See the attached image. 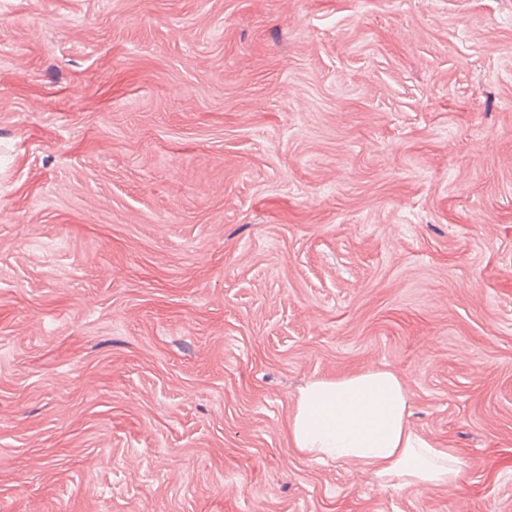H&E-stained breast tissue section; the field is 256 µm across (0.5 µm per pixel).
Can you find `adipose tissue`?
<instances>
[{
    "instance_id": "obj_1",
    "label": "adipose tissue",
    "mask_w": 512,
    "mask_h": 512,
    "mask_svg": "<svg viewBox=\"0 0 512 512\" xmlns=\"http://www.w3.org/2000/svg\"><path fill=\"white\" fill-rule=\"evenodd\" d=\"M408 410V391L389 370L315 380L298 396L290 439L305 457L354 462L388 486L457 485L458 454L413 431Z\"/></svg>"
}]
</instances>
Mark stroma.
<instances>
[{"label":"stroma","mask_w":512,"mask_h":512,"mask_svg":"<svg viewBox=\"0 0 512 512\" xmlns=\"http://www.w3.org/2000/svg\"><path fill=\"white\" fill-rule=\"evenodd\" d=\"M396 373L458 486L301 455ZM512 512V0H0V512Z\"/></svg>","instance_id":"1"}]
</instances>
